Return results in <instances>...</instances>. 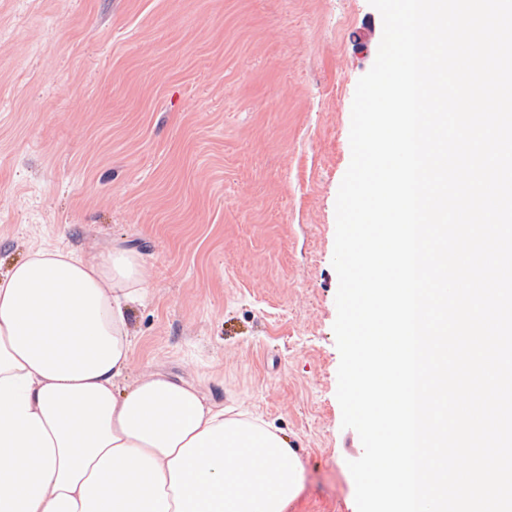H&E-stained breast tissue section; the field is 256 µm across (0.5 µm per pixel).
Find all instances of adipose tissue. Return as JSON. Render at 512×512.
<instances>
[{
	"label": "adipose tissue",
	"mask_w": 512,
	"mask_h": 512,
	"mask_svg": "<svg viewBox=\"0 0 512 512\" xmlns=\"http://www.w3.org/2000/svg\"><path fill=\"white\" fill-rule=\"evenodd\" d=\"M143 260L39 246L0 274V512H286L268 423L164 373L129 379Z\"/></svg>",
	"instance_id": "adipose-tissue-1"
}]
</instances>
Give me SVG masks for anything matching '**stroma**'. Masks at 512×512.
I'll use <instances>...</instances> for the list:
<instances>
[{
  "label": "stroma",
  "mask_w": 512,
  "mask_h": 512,
  "mask_svg": "<svg viewBox=\"0 0 512 512\" xmlns=\"http://www.w3.org/2000/svg\"><path fill=\"white\" fill-rule=\"evenodd\" d=\"M368 0H0V273L31 248L144 261L129 376L260 416L287 512H357L333 324Z\"/></svg>",
  "instance_id": "1"
}]
</instances>
